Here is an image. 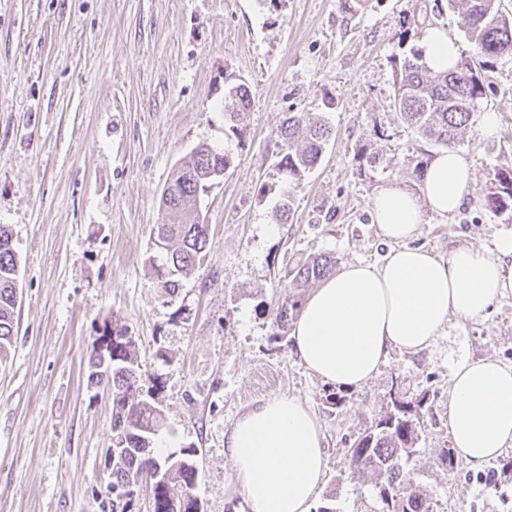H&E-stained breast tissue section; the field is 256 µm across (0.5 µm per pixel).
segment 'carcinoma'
I'll use <instances>...</instances> for the list:
<instances>
[{
	"label": "carcinoma",
	"mask_w": 512,
	"mask_h": 512,
	"mask_svg": "<svg viewBox=\"0 0 512 512\" xmlns=\"http://www.w3.org/2000/svg\"><path fill=\"white\" fill-rule=\"evenodd\" d=\"M448 6L459 10L472 54L459 59L453 69L435 73L425 66L422 50L413 47L398 61L394 84V108L401 121L443 149L455 148L479 101L497 95L494 86L485 82L484 72L497 60H512V13L501 9V0H448ZM224 100L231 102L224 110L225 135L237 137L251 106L249 85L234 75L224 77ZM331 136L327 123H311L298 112L288 114L281 124L278 138L284 153L278 165L288 173V188L272 210L274 223L289 219L296 188L319 164ZM232 164L229 150L201 144L191 151L189 160L172 171L161 195L165 222L156 225L155 250L148 257L158 287L166 292L178 290L180 278L195 269L209 244V225L201 219L183 222L185 213L198 210L204 195L201 176L226 171ZM481 201L493 213L512 212V165L495 170ZM12 239L9 226L0 225V362L7 359L16 336L18 261ZM334 268L333 258L316 255L299 260L288 271L284 296L273 308L274 339L285 336L300 314L302 289L326 278ZM104 387L112 393L114 437L129 435L112 461V481L108 483L112 512H131L139 477L147 471L157 475L152 484V512H198L192 494L197 474L195 451L181 448L164 455L156 449L155 438L163 422L162 410L155 404L160 381L155 376L143 383L135 341L121 330L112 340V372ZM411 412V402H393V410L349 448L352 478L361 479L371 472L384 479L382 512H431L430 503L407 479L402 464L413 453L416 440ZM403 482L404 492L392 493Z\"/></svg>",
	"instance_id": "1"
}]
</instances>
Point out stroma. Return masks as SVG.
Returning <instances> with one entry per match:
<instances>
[{"instance_id":"35a3bbf8","label":"stroma","mask_w":512,"mask_h":512,"mask_svg":"<svg viewBox=\"0 0 512 512\" xmlns=\"http://www.w3.org/2000/svg\"><path fill=\"white\" fill-rule=\"evenodd\" d=\"M430 26L471 55L447 0H368L355 11L344 0H0V224L20 265L18 333L0 364V512H112V408L86 380L106 323L133 336L143 373L160 376L157 444L196 448L203 512H245L230 433L255 403L283 394L307 404L323 433L313 512H381L376 478L352 479L349 448L397 392L424 400L406 467L432 512H512V447L478 470L439 460L451 445L450 360L463 351L512 365V297L478 318L451 317L421 352L392 350L337 407L290 338H272L288 269L323 253L340 266L381 262L389 245L371 222L372 196L390 184L421 195L413 168L437 148L394 110V60ZM228 75L252 94L231 139ZM485 79L506 94L479 104L498 112V131L482 135L472 117L457 146L474 168L466 201L445 217L425 213L411 241L443 258L492 247L512 227L480 198L495 168L512 164V60ZM290 112L327 120L335 135L276 224L288 183L277 131ZM202 143L228 148L233 164L201 204L205 255L169 295L145 259L163 188ZM364 153L374 166H361Z\"/></svg>"}]
</instances>
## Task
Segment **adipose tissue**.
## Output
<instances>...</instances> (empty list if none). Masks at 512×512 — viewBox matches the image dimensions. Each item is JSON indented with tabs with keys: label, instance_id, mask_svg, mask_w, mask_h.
Instances as JSON below:
<instances>
[{
	"label": "adipose tissue",
	"instance_id": "ef3b65f1",
	"mask_svg": "<svg viewBox=\"0 0 512 512\" xmlns=\"http://www.w3.org/2000/svg\"><path fill=\"white\" fill-rule=\"evenodd\" d=\"M421 48L432 71L458 61L459 46L440 28L426 29ZM472 181V164L454 150L434 154L421 195L391 184L372 199L373 221L392 247L382 263L343 265L315 288L292 331L300 361L338 391L362 387L391 349L433 345L451 316L483 315L512 295V228L491 249L460 246L441 258L409 247L424 212L456 211ZM448 432L456 456L478 469L512 447V366L462 353L452 360ZM230 459L248 512H308L326 470L321 426L292 395L260 400L234 423Z\"/></svg>",
	"mask_w": 512,
	"mask_h": 512
}]
</instances>
